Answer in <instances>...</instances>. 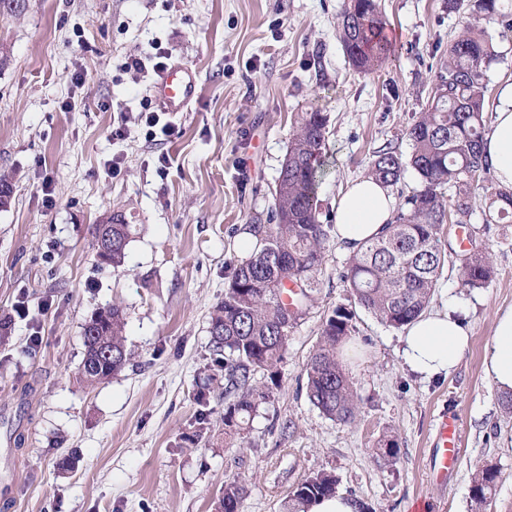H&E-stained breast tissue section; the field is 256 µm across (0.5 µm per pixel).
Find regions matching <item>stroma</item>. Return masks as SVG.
<instances>
[{"label": "stroma", "mask_w": 512, "mask_h": 512, "mask_svg": "<svg viewBox=\"0 0 512 512\" xmlns=\"http://www.w3.org/2000/svg\"><path fill=\"white\" fill-rule=\"evenodd\" d=\"M346 0H23L0 9V172L15 176L0 210V512H219L239 480L240 512H285L288 495L329 472L364 512H512V410L484 370L497 315L512 307V224H487L494 178L471 193L466 231L442 238L460 254L489 248L495 275L463 288L447 262L428 305L456 310L470 346L448 376L425 380L400 353L403 332L358 307L343 274L348 251L328 234L314 302L288 336L280 386L242 438L224 441V380L209 359V313L227 265L246 256V225L267 223L298 114L328 115L323 224L336 199L425 108L434 71L465 21L478 19L499 58L490 89L512 80V31L476 18L475 0H382L395 51L360 74L338 36ZM194 69L199 95L175 116L178 136L148 139L152 69L125 70L155 47ZM126 115L130 135L112 139ZM170 157L158 172L160 154ZM121 161L112 175L108 163ZM138 227L124 267L99 264L93 227L108 213ZM127 313L132 359L110 379L80 373L83 327L109 305ZM353 308L360 354L344 360L355 421L323 416L306 395L307 362L326 317ZM211 411L196 417L197 393ZM460 418L461 458L430 474L436 421ZM396 440L393 459L378 443ZM498 478L473 498L482 469ZM244 494L245 487L241 483L235 480L225 483L220 501L223 507L221 512H240Z\"/></svg>", "instance_id": "obj_1"}]
</instances>
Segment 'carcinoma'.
Returning a JSON list of instances; mask_svg holds the SVG:
<instances>
[{
    "mask_svg": "<svg viewBox=\"0 0 512 512\" xmlns=\"http://www.w3.org/2000/svg\"><path fill=\"white\" fill-rule=\"evenodd\" d=\"M479 11L512 30V9L499 0H479ZM386 20L379 0H351L339 23L340 40L352 66L361 73L382 68L394 51L385 36ZM484 29L466 24L448 47V56L434 72L431 97L407 136L408 158L391 146L372 155L368 176L394 187L407 168L418 175V187L404 196L384 233L372 238L350 257L344 279L357 303L386 325L400 329L425 311L440 273L448 261L442 226L467 223L473 186L490 174L483 141L486 132L487 71L496 61ZM327 115L313 107L298 116L274 190L271 224H251L253 252L233 265L224 283V300L211 311L210 347L213 362L224 372V434L247 429L260 406L279 387L277 365L283 358L289 329L313 300L315 273L323 263L326 231L319 220L318 186L324 169ZM455 188L447 204L445 190ZM488 224H512V191L489 195ZM137 227L120 215L112 217V239L120 242L110 266L119 268ZM494 267L488 251L462 260L461 282L469 289L485 288ZM298 289L286 304L282 294ZM354 312L339 305L323 323L320 342L307 363L309 401L328 419L353 422L357 401L348 375L337 356L350 339ZM126 317L111 306L84 327V356L80 366L90 384L122 371L131 360L124 336ZM266 372L257 381L254 372ZM496 474L489 468L474 480V499H485ZM337 480L322 472L301 483L289 495L287 512H307L312 501L336 494ZM245 487L224 484L222 512H240Z\"/></svg>",
    "mask_w": 512,
    "mask_h": 512,
    "instance_id": "obj_1",
    "label": "carcinoma"
}]
</instances>
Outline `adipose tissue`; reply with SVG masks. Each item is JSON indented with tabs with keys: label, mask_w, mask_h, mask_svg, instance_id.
I'll return each instance as SVG.
<instances>
[{
	"label": "adipose tissue",
	"mask_w": 512,
	"mask_h": 512,
	"mask_svg": "<svg viewBox=\"0 0 512 512\" xmlns=\"http://www.w3.org/2000/svg\"><path fill=\"white\" fill-rule=\"evenodd\" d=\"M492 122L483 142L492 175L500 187L512 189V82L500 86L488 104ZM396 200L390 190L363 177L347 185L336 209V238L348 250L380 235L391 220ZM469 347L458 317L448 312L424 313L409 324L402 356L411 371L431 379L450 374ZM484 367L500 390L512 391V308L498 314Z\"/></svg>",
	"instance_id": "adipose-tissue-1"
}]
</instances>
